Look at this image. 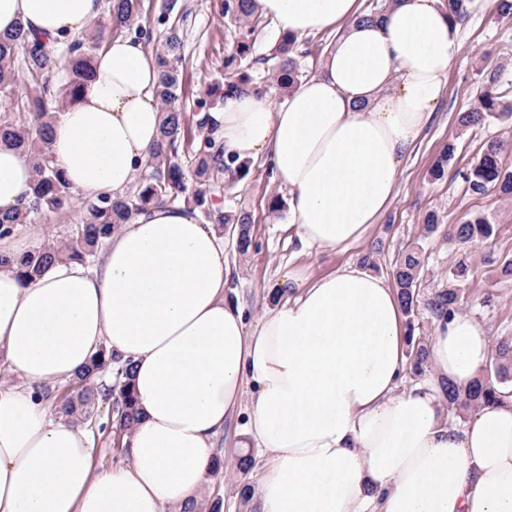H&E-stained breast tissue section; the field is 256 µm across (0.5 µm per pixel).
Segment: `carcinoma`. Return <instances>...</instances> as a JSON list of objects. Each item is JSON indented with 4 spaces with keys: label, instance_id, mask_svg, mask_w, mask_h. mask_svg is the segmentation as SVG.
<instances>
[{
    "label": "carcinoma",
    "instance_id": "carcinoma-1",
    "mask_svg": "<svg viewBox=\"0 0 512 512\" xmlns=\"http://www.w3.org/2000/svg\"><path fill=\"white\" fill-rule=\"evenodd\" d=\"M139 0H111L108 24H97L81 38L69 45H58L47 38L18 30L7 37L0 36V95L11 97L19 86V73L32 82L31 93L20 101L30 118L0 121V145H9L25 151L32 162L34 173L33 193L30 205L23 211L0 212V238L11 237L15 228L28 223L34 216L58 214L68 211L74 204V195L61 177L51 154L52 113L70 107L78 101L82 89L92 79L96 67V54L102 46L105 32L123 31L138 16ZM224 16L236 23V52L225 60L224 94L242 92L255 85L252 75L243 69L254 40L259 18L253 0H224ZM298 42L287 35L279 37L274 58L277 63L267 74L270 85L285 92L301 82L303 73L297 67L295 55ZM181 47L177 30L169 32L165 42L156 49L160 60V76L157 99L163 114L161 140L151 158V170L141 176L124 199L112 200L103 196L94 202L81 203L80 222L66 242L47 240L30 251L16 257L0 254V264L15 262L20 274L29 279L42 273L54 260L64 255L83 264H90L112 235L118 224L124 223L134 212L154 203H168L187 209L200 210L208 223L224 229L233 224L239 254L245 255L252 246L251 216L247 213L226 214L215 206L214 198L221 187L224 171L235 169L237 179H243L251 169V163L235 160L224 161L223 152L215 151L207 131V120L202 118L198 127L202 136L195 154V184H188L183 167L178 161L180 146L187 142L185 117L179 107L182 78L177 65L176 52ZM21 60L23 71L16 70V60ZM66 68V83L60 87L51 84L53 69L58 63ZM496 75L478 97V105L459 113L458 122L465 128L477 127L496 114H512V102L494 87ZM501 146L492 141L486 144L475 162L458 172L469 190L483 194L489 190L512 196V172L501 167ZM455 153V144H447L431 168V176L440 179ZM494 235L493 226L483 218L474 216L448 226V238L459 243L458 254L449 267V279L466 280L470 270L469 247L485 242ZM421 249L411 248L401 254L392 271L403 312L408 316V346L410 347V373L419 378L429 371L428 337L415 335L414 317L419 305ZM466 307L461 289L449 287L433 295L426 308L436 319L460 314ZM112 371V384L98 386L99 374ZM490 376L480 375L468 387L459 388L445 384L444 395L448 407L454 413L474 411L496 403L512 395V336L499 339L485 365ZM133 371L129 360L123 361L112 352L100 348L93 355L87 371L68 383L73 397L63 404L62 411L78 421L90 417V411L105 407L106 417L114 436H123L136 420L130 375Z\"/></svg>",
    "mask_w": 512,
    "mask_h": 512
}]
</instances>
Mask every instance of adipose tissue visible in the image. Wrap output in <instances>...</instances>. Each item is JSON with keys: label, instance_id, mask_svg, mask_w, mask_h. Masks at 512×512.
<instances>
[{"label": "adipose tissue", "instance_id": "ef3b65f1", "mask_svg": "<svg viewBox=\"0 0 512 512\" xmlns=\"http://www.w3.org/2000/svg\"><path fill=\"white\" fill-rule=\"evenodd\" d=\"M279 33L337 32L319 74L281 105L249 91L211 113L225 157L264 159L288 189L301 248L362 240L389 209L458 55L443 0H256ZM101 0H0V35L74 39ZM158 62L115 35L78 102L52 119V154L84 199H118L161 136ZM25 153L0 146V210L32 197ZM224 241L198 212L153 205L114 229L103 261L60 258L23 280L0 265V512H200L215 443L251 385L246 433L273 457L252 512H512V399L449 423L443 382L465 387L489 343L461 315L438 320L430 377L408 390L401 304L386 279L348 264L282 273V303L247 332L226 300ZM132 361L137 420L119 465L97 470L88 434L51 415L39 387L85 372L99 347Z\"/></svg>", "mask_w": 512, "mask_h": 512}]
</instances>
